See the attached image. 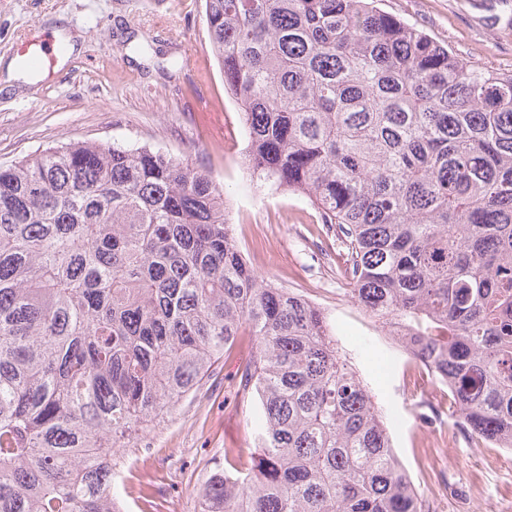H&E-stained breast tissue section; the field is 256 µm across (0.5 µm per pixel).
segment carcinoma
<instances>
[{"label":"carcinoma","mask_w":512,"mask_h":512,"mask_svg":"<svg viewBox=\"0 0 512 512\" xmlns=\"http://www.w3.org/2000/svg\"><path fill=\"white\" fill-rule=\"evenodd\" d=\"M378 2L204 0L243 164L309 198L457 426L512 448V74ZM244 335L255 452L224 449L203 512H430L327 317L250 264L209 171L93 141L0 167V512H120L112 449Z\"/></svg>","instance_id":"cac0c4a2"}]
</instances>
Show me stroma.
<instances>
[{
    "label": "stroma",
    "mask_w": 512,
    "mask_h": 512,
    "mask_svg": "<svg viewBox=\"0 0 512 512\" xmlns=\"http://www.w3.org/2000/svg\"><path fill=\"white\" fill-rule=\"evenodd\" d=\"M382 7L464 60L512 71V0L490 8L483 0H383ZM59 27L71 47L53 76L23 72L0 92V166L75 140L147 145L209 170L252 264L327 316L430 512H512V451L465 436L448 413L447 388L414 368L351 299L336 271V241L308 199L281 189L250 201L254 183L241 154L221 143L238 112L209 51L202 0H0V57L15 59L24 36ZM252 351L251 338L238 337L164 422L135 447L115 449L124 512H201L199 491L225 449L252 452L260 417L238 392Z\"/></svg>",
    "instance_id": "1"
}]
</instances>
